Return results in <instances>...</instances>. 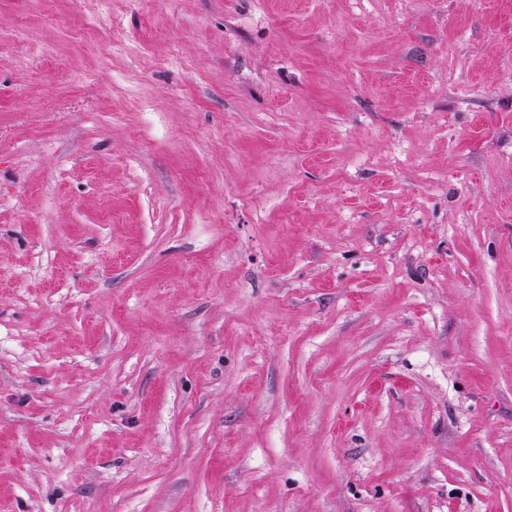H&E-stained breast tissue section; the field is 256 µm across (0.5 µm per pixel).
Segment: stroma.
I'll list each match as a JSON object with an SVG mask.
<instances>
[{
  "label": "stroma",
  "instance_id": "35a3bbf8",
  "mask_svg": "<svg viewBox=\"0 0 512 512\" xmlns=\"http://www.w3.org/2000/svg\"><path fill=\"white\" fill-rule=\"evenodd\" d=\"M0 512H512V0H0Z\"/></svg>",
  "mask_w": 512,
  "mask_h": 512
}]
</instances>
